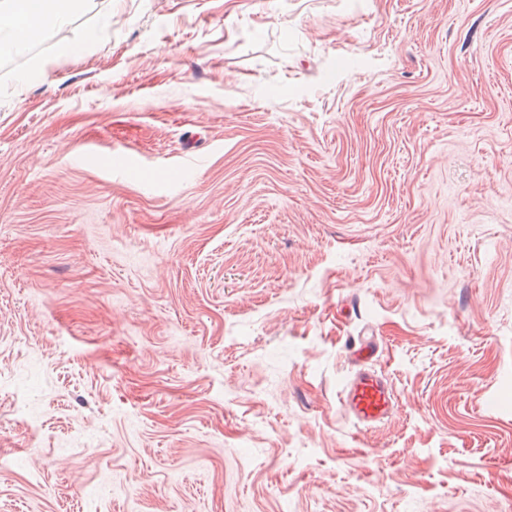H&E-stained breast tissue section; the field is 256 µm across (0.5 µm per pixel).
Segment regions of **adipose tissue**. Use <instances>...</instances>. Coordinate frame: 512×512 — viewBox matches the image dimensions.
Listing matches in <instances>:
<instances>
[{
  "label": "adipose tissue",
  "instance_id": "1",
  "mask_svg": "<svg viewBox=\"0 0 512 512\" xmlns=\"http://www.w3.org/2000/svg\"><path fill=\"white\" fill-rule=\"evenodd\" d=\"M70 0H0V34L21 49L49 27L62 23Z\"/></svg>",
  "mask_w": 512,
  "mask_h": 512
}]
</instances>
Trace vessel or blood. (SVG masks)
<instances>
[{"label": "vessel or blood", "instance_id": "obj_1", "mask_svg": "<svg viewBox=\"0 0 512 512\" xmlns=\"http://www.w3.org/2000/svg\"><path fill=\"white\" fill-rule=\"evenodd\" d=\"M379 356L380 347L374 339L354 340L351 357L356 367L340 394V404L349 419L365 430L387 422L397 402L389 379L373 366Z\"/></svg>", "mask_w": 512, "mask_h": 512}]
</instances>
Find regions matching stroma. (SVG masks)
Returning <instances> with one entry per match:
<instances>
[{"label":"stroma","instance_id":"stroma-1","mask_svg":"<svg viewBox=\"0 0 512 512\" xmlns=\"http://www.w3.org/2000/svg\"><path fill=\"white\" fill-rule=\"evenodd\" d=\"M0 512H512V0H96L1 54ZM351 357L356 368L340 394V404L353 424L371 430L389 420L397 398L389 379L373 367L380 357L377 341L354 339Z\"/></svg>","mask_w":512,"mask_h":512}]
</instances>
